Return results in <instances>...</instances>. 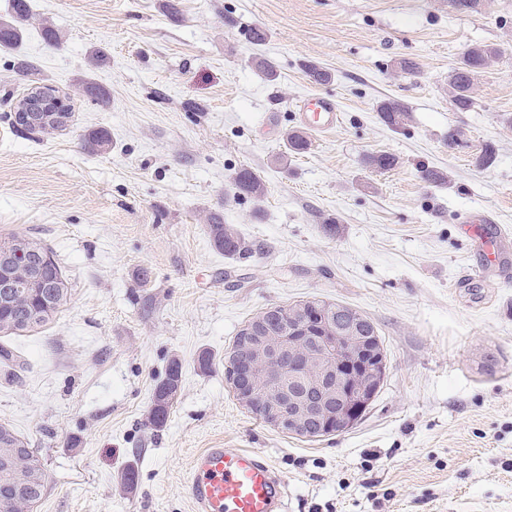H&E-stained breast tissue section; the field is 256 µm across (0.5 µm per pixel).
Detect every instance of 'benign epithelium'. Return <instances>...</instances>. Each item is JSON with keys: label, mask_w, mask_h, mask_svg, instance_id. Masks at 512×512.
Instances as JSON below:
<instances>
[{"label": "benign epithelium", "mask_w": 512, "mask_h": 512, "mask_svg": "<svg viewBox=\"0 0 512 512\" xmlns=\"http://www.w3.org/2000/svg\"><path fill=\"white\" fill-rule=\"evenodd\" d=\"M12 121L34 133H52L70 125L71 113L56 95L34 90L16 101ZM53 257L38 245L0 246V301L7 304L23 287L39 298V305L20 312L13 329L32 327L56 307L57 284L47 279ZM28 267L25 284L17 283L8 269L19 263ZM360 314L345 313L326 304L300 305L284 319V312L268 308L246 323L234 346L226 370L239 403L266 424L308 438L321 426L328 434L348 430L373 400L385 362L368 369L371 339L357 338ZM260 365H282L299 386L266 384V403L257 400L259 381L254 378ZM30 448L19 437L12 445L0 446V469L7 480L0 481V501L35 500L45 483V471L29 462Z\"/></svg>", "instance_id": "7a95c632"}]
</instances>
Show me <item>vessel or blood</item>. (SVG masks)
Segmentation results:
<instances>
[{
  "mask_svg": "<svg viewBox=\"0 0 512 512\" xmlns=\"http://www.w3.org/2000/svg\"><path fill=\"white\" fill-rule=\"evenodd\" d=\"M300 118L317 132L339 123L332 99L314 97L300 107ZM464 232L482 246L484 260H494L504 232L487 211L466 218ZM187 494L196 512H285L287 486L269 458L245 448H206L193 459Z\"/></svg>",
  "mask_w": 512,
  "mask_h": 512,
  "instance_id": "1",
  "label": "vessel or blood"
}]
</instances>
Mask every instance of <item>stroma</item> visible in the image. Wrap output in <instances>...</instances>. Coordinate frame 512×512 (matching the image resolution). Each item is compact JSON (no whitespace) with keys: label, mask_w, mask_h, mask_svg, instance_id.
<instances>
[{"label":"stroma","mask_w":512,"mask_h":512,"mask_svg":"<svg viewBox=\"0 0 512 512\" xmlns=\"http://www.w3.org/2000/svg\"><path fill=\"white\" fill-rule=\"evenodd\" d=\"M31 4L19 47L0 48V238L41 240L71 290L45 325L0 331L18 356L0 369V424L48 474L29 512H195L192 461L223 447L267 455L290 512H512V239L484 269L461 230L488 210L512 231V0L478 13L448 0ZM46 25L61 48L44 42ZM474 44L500 54L475 78V107L458 112L447 76ZM21 57L35 64L24 81ZM404 59L417 74L400 71ZM307 61L331 81L311 82ZM87 79L109 105L79 93ZM34 86L68 98L67 129L12 127V104ZM313 95L336 101L340 123L289 153ZM388 97L410 108L401 128L379 118ZM97 129L111 150L84 148ZM488 144L497 159L477 167ZM382 152L392 169L366 165ZM244 167L262 176V199L237 193ZM425 169L445 182H424ZM215 212L250 257L215 249ZM313 297L374 322L386 374L353 428L309 441L249 413L226 362L251 317ZM174 360L181 386L157 428L153 396Z\"/></svg>","instance_id":"obj_1"}]
</instances>
